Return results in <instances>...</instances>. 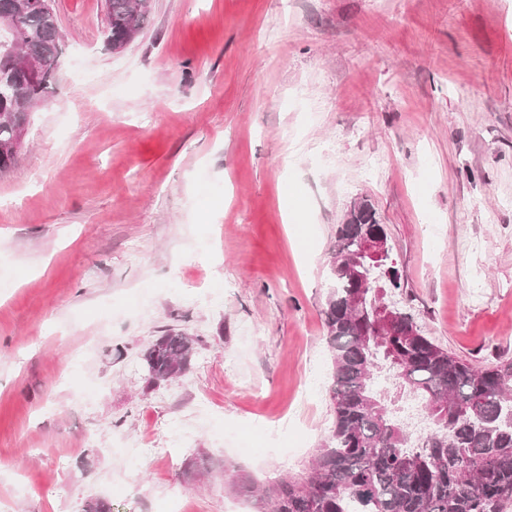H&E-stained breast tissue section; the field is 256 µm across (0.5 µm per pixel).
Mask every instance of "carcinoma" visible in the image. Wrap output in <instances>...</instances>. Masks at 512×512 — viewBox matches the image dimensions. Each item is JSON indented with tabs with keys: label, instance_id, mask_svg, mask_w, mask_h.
Returning a JSON list of instances; mask_svg holds the SVG:
<instances>
[{
	"label": "carcinoma",
	"instance_id": "obj_1",
	"mask_svg": "<svg viewBox=\"0 0 512 512\" xmlns=\"http://www.w3.org/2000/svg\"><path fill=\"white\" fill-rule=\"evenodd\" d=\"M20 5L13 48L0 44V175L15 164L13 142L40 102L62 57V35L51 0H0ZM106 41L130 40L144 28L147 0H107ZM43 71L23 76L14 53ZM386 234L376 208L360 198L337 225V255L353 253L366 234ZM370 287L343 264H330L324 309L332 353L333 422L309 472L261 487L231 471L228 485L252 499L257 512H509L512 509V360L492 365L458 358L427 336L390 300L399 288L390 257L366 261ZM200 337L167 330L142 352L148 387L168 384L191 368ZM384 369L419 397L432 428L417 446L378 385Z\"/></svg>",
	"mask_w": 512,
	"mask_h": 512
}]
</instances>
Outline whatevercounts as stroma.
I'll use <instances>...</instances> for the list:
<instances>
[{"label": "stroma", "mask_w": 512, "mask_h": 512, "mask_svg": "<svg viewBox=\"0 0 512 512\" xmlns=\"http://www.w3.org/2000/svg\"><path fill=\"white\" fill-rule=\"evenodd\" d=\"M54 8L62 65L0 176V512H255L225 467L306 473L357 198L424 332L512 359V0H151L120 51L106 0ZM168 328L201 341L150 389L138 356ZM373 232L387 236L384 224H381L373 203L367 198H359L358 204L350 211L349 208L346 211L342 224L337 225L334 256L349 255L357 249L358 244L357 254L350 262L352 268L358 256L371 260L384 256L389 251L388 241L385 238L377 235L361 240L364 235Z\"/></svg>", "instance_id": "1"}]
</instances>
